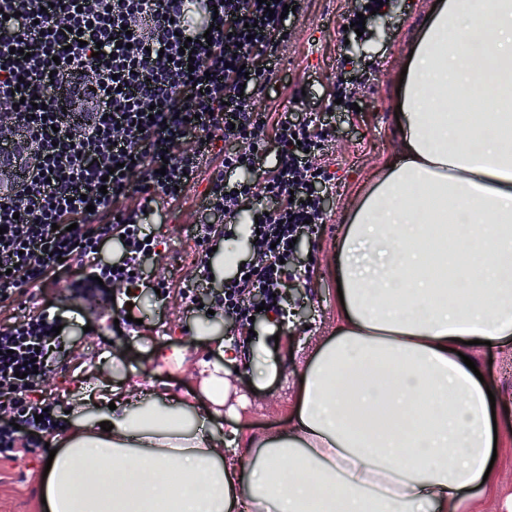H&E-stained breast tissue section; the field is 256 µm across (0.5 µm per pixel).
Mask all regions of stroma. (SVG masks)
<instances>
[{
    "label": "stroma",
    "instance_id": "obj_1",
    "mask_svg": "<svg viewBox=\"0 0 512 512\" xmlns=\"http://www.w3.org/2000/svg\"><path fill=\"white\" fill-rule=\"evenodd\" d=\"M359 2L353 13L347 11L345 0H294V12L285 15L275 73L266 86L265 97L254 103L264 114L261 130L267 144L266 160L253 175L236 221H229L220 212L201 213L189 196L170 202L165 196L155 195L149 215L137 208L134 197L120 202L127 222L140 225L147 235L157 225L156 211L169 202L177 207L182 223L209 231L213 250L202 272L211 276L213 291H221L225 276L233 272L224 261L225 250L236 249L239 260H248V253L237 249L236 242L247 238L256 218L270 209L265 186L279 174L280 121L287 119L306 126L308 134L323 139L322 150L312 158L314 167L339 187L323 226L313 231L309 259L299 265L288 264L284 270L285 296H292L294 288L299 287L314 303L316 312L311 323L293 317L285 321L275 313L267 316L256 331L239 327L227 334L209 324L208 312L216 307L212 300L189 317H182L185 291L169 282L167 266L157 258L145 260L141 271L145 277L164 282L162 293L133 291L115 299L109 288L99 285L91 275L71 277L62 273L0 298V321L13 320L20 313L58 319L67 358L78 364L84 360L89 336L116 342L117 357L106 372L120 384L125 399L133 402L149 387L161 397L197 403L203 396L207 365L221 362L224 401L210 408L217 424L225 429L237 427L248 437L270 436L283 428L310 354L336 328V284L331 275L336 243L377 173L399 149L401 133L393 110L396 76L405 66L435 0H385L373 15L367 12L369 0ZM360 17L366 24L359 46L347 49L345 28ZM340 72L347 78L343 84L352 91L349 100L342 103L336 100V92L343 85L336 79ZM117 300L132 303L135 321L119 318L113 306ZM173 315L180 318V334L160 341L151 339V321ZM173 346L181 350V362L165 361V353ZM228 346L238 351L236 364L224 360ZM471 355L483 378L500 394L511 396L512 344L491 350L475 348ZM266 360L276 364L275 375H261L260 366ZM64 414V407L50 408V432L20 431L9 447H0V512H46L41 502L45 444L60 433ZM497 432V484L494 491L480 497V512H503L504 499L512 494V411L498 414Z\"/></svg>",
    "mask_w": 512,
    "mask_h": 512
}]
</instances>
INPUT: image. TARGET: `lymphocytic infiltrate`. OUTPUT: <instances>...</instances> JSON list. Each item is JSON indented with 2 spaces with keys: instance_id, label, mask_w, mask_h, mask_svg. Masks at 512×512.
Segmentation results:
<instances>
[{
  "instance_id": "lymphocytic-infiltrate-1",
  "label": "lymphocytic infiltrate",
  "mask_w": 512,
  "mask_h": 512,
  "mask_svg": "<svg viewBox=\"0 0 512 512\" xmlns=\"http://www.w3.org/2000/svg\"><path fill=\"white\" fill-rule=\"evenodd\" d=\"M185 11L186 0H0V114L26 127L21 149L31 156L24 179L0 194L7 287L28 283L34 258L54 275L44 241L76 243L95 225L115 224L129 185L143 201L167 189L160 174L140 168L141 150L161 148L180 177L190 169L182 128L235 137L260 122L229 93L224 43L241 33L243 16L216 17L209 31L186 26ZM185 46L195 57L182 54ZM61 88L83 101L74 136L63 123ZM151 104L160 114H149ZM20 223L40 230L19 236Z\"/></svg>"
}]
</instances>
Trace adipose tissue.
Instances as JSON below:
<instances>
[{"instance_id": "ef3b65f1", "label": "adipose tissue", "mask_w": 512, "mask_h": 512, "mask_svg": "<svg viewBox=\"0 0 512 512\" xmlns=\"http://www.w3.org/2000/svg\"><path fill=\"white\" fill-rule=\"evenodd\" d=\"M407 66L399 153L351 214L341 318L287 425L228 464L206 413L144 392L52 440L49 512H460L490 488L461 355L512 342V0H438Z\"/></svg>"}]
</instances>
